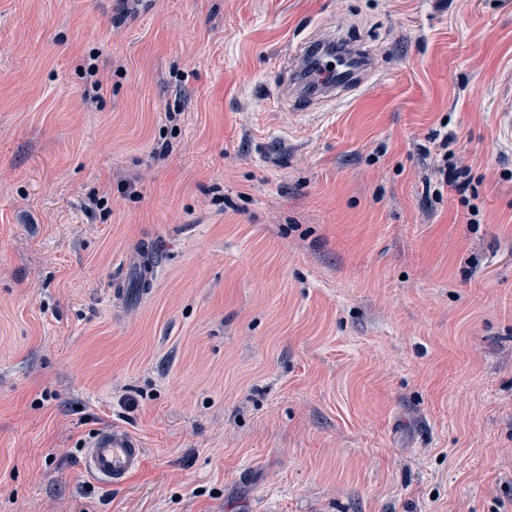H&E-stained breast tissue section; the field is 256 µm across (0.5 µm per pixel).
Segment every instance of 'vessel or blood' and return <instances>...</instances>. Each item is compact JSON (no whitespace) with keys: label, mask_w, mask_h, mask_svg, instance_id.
Instances as JSON below:
<instances>
[{"label":"vessel or blood","mask_w":512,"mask_h":512,"mask_svg":"<svg viewBox=\"0 0 512 512\" xmlns=\"http://www.w3.org/2000/svg\"><path fill=\"white\" fill-rule=\"evenodd\" d=\"M374 64L353 45L332 50L324 38L317 37L294 54L290 84L302 109L316 101L335 97L365 86ZM126 268L136 271L139 280L148 282L156 274L155 259L146 249L132 251ZM145 464L143 442L127 427L112 424L99 427L85 442L82 465L85 473L110 486L125 484Z\"/></svg>","instance_id":"vessel-or-blood-1"}]
</instances>
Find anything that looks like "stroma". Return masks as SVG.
Wrapping results in <instances>:
<instances>
[{
	"label": "stroma",
	"mask_w": 512,
	"mask_h": 512,
	"mask_svg": "<svg viewBox=\"0 0 512 512\" xmlns=\"http://www.w3.org/2000/svg\"><path fill=\"white\" fill-rule=\"evenodd\" d=\"M124 8L0 0V512H512V0ZM330 30L377 69L299 114ZM454 142V134L446 132L437 145L442 154V162L438 167L439 184H445L454 189L460 196L461 203L466 206L469 205L467 193L473 181L472 169L469 166L458 165L455 152L450 149ZM468 215L471 216L468 219L469 223H478L479 220L476 217L479 215V210L469 205ZM124 268L134 269L138 279L143 282H150L156 274L155 259L147 249L132 251L124 263ZM81 459L85 473L110 486L123 485L145 464L143 441L123 425L101 426L85 442Z\"/></svg>",
	"instance_id": "obj_1"
}]
</instances>
